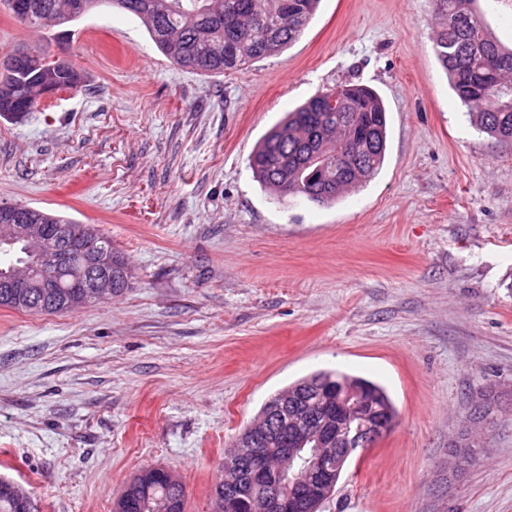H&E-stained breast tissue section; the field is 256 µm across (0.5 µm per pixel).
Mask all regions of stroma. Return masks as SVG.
<instances>
[{
    "instance_id": "obj_1",
    "label": "stroma",
    "mask_w": 512,
    "mask_h": 512,
    "mask_svg": "<svg viewBox=\"0 0 512 512\" xmlns=\"http://www.w3.org/2000/svg\"><path fill=\"white\" fill-rule=\"evenodd\" d=\"M72 30L49 39L0 6V57L24 46L87 75L0 119V204L95 225L133 280L64 314L0 308V477L40 512H112L162 466L186 512H209L269 396L337 369L397 416L321 512H512V142L451 90L433 0H320L293 46L226 75L174 65L116 8ZM348 81L387 108L382 169L328 206L273 197L248 165L259 139ZM491 386L456 469L448 448Z\"/></svg>"
}]
</instances>
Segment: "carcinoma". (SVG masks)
Instances as JSON below:
<instances>
[{"label":"carcinoma","mask_w":512,"mask_h":512,"mask_svg":"<svg viewBox=\"0 0 512 512\" xmlns=\"http://www.w3.org/2000/svg\"><path fill=\"white\" fill-rule=\"evenodd\" d=\"M319 0H0L13 18L39 31H52L79 21L91 9L108 4L135 15L158 48L176 65L206 74L240 71L276 55L296 42L312 19ZM437 59L448 73L463 105L487 134L512 141V49L494 38L477 0H434ZM46 54L16 49L0 59V118L18 119L44 98L39 78L56 73L61 90L85 85V72L75 66L55 67ZM387 145V113L379 95L360 83H345L318 92L287 113L251 154L249 164L261 186L276 197L295 196L328 205L349 188L373 177L382 167ZM22 224H45L54 234L75 244L67 254L44 257L57 272V287L47 295L37 288L0 292V307L31 314H62L77 306H91L103 298L83 293L77 273L85 256L101 252L112 259V294L131 285L132 273L112 238L90 224H74L60 216L24 205H8ZM343 377L364 393L372 405L395 420L394 406L385 390L367 379L338 370H320L276 391L270 406L288 403V421L298 424L318 412L324 391ZM138 497L116 500L112 512H153L164 499L172 512H184L181 480L157 467L135 476ZM0 512H22L14 482L0 477Z\"/></svg>","instance_id":"1"}]
</instances>
